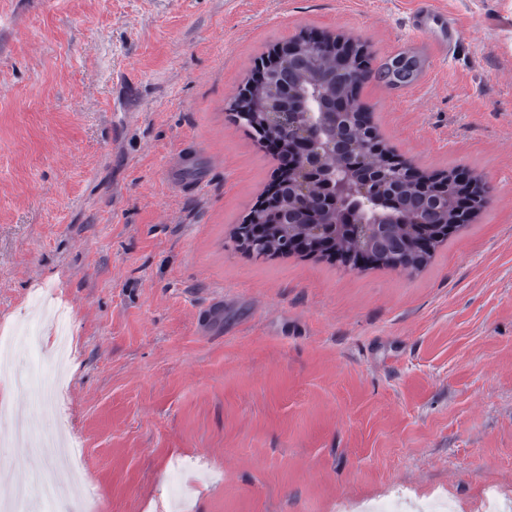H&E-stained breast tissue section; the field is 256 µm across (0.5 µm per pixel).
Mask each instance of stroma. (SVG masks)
I'll use <instances>...</instances> for the list:
<instances>
[{"mask_svg":"<svg viewBox=\"0 0 512 512\" xmlns=\"http://www.w3.org/2000/svg\"><path fill=\"white\" fill-rule=\"evenodd\" d=\"M0 0V501L30 512H366L512 499V0ZM336 31L425 60L361 98L389 147L494 188L423 271L254 258L278 160L229 121L260 57ZM66 418L11 436L31 359ZM409 23L414 32L432 38L445 55L454 48L457 30L447 18V13L432 5L430 0L421 1L412 10Z\"/></svg>","mask_w":512,"mask_h":512,"instance_id":"1","label":"stroma"}]
</instances>
